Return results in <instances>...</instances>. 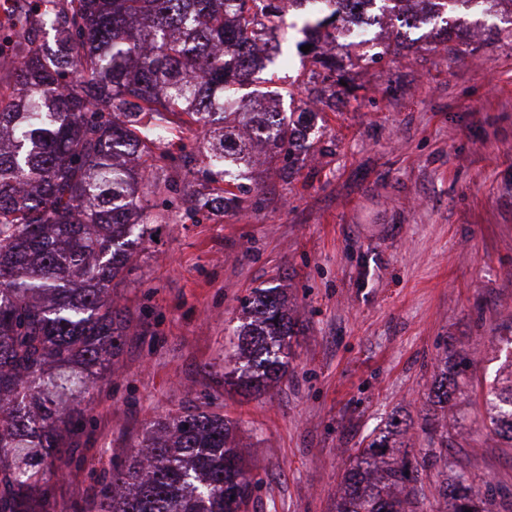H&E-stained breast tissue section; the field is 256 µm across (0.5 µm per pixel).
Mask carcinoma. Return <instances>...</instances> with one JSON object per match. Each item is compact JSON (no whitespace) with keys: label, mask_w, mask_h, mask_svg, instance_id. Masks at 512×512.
Masks as SVG:
<instances>
[{"label":"carcinoma","mask_w":512,"mask_h":512,"mask_svg":"<svg viewBox=\"0 0 512 512\" xmlns=\"http://www.w3.org/2000/svg\"><path fill=\"white\" fill-rule=\"evenodd\" d=\"M308 14V111L354 87L320 51L346 38L342 22L358 0H288ZM379 22H397L402 46L421 13L446 14L468 0H370ZM0 59V512H52L48 485L60 449H73L110 381L126 320L112 294L146 237L181 206L213 198L235 210L253 188L236 182L264 146L292 167L309 127L273 104L277 93L238 96L262 81L278 46V0H7ZM204 133L200 163L211 192L188 199L174 175L194 159L168 146L185 128ZM165 209L149 215L146 174ZM224 382L260 394L285 376L284 349L297 322L284 295L256 288L242 303ZM444 376L430 398L448 401ZM489 423L512 442V363L487 395ZM236 425L205 394L152 419L130 457L112 466L98 512H244L259 480L234 446ZM389 436L373 439L345 475L336 512H418L420 463L388 460ZM449 512H498L496 498L465 470L438 487Z\"/></svg>","instance_id":"obj_1"}]
</instances>
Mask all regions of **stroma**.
I'll list each match as a JSON object with an SVG mask.
<instances>
[{"label": "stroma", "mask_w": 512, "mask_h": 512, "mask_svg": "<svg viewBox=\"0 0 512 512\" xmlns=\"http://www.w3.org/2000/svg\"><path fill=\"white\" fill-rule=\"evenodd\" d=\"M507 13L476 18L496 35L455 56L436 28L413 49L357 67L354 95L324 108L292 169L258 164L255 192L230 212L152 224L115 287L129 319L111 382L96 392L73 453L51 481L56 512H97L103 476L147 420L208 392L236 422L260 481L247 512H336L360 448L406 420L426 466L425 512H448V468L512 503V445L488 429L485 397L512 357V36ZM298 30L272 67L285 111L304 106ZM285 288L299 321L288 373L267 394L224 383L241 303ZM447 377L455 391L429 392ZM453 446L442 449L445 433Z\"/></svg>", "instance_id": "1"}]
</instances>
